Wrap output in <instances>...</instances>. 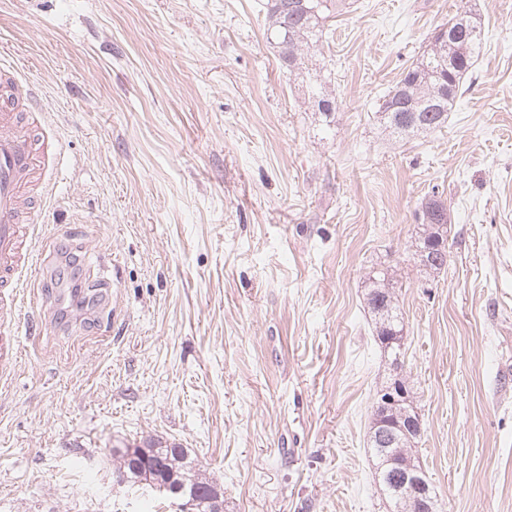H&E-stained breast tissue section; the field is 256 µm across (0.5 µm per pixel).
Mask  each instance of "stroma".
Wrapping results in <instances>:
<instances>
[{"label": "stroma", "instance_id": "35a3bbf8", "mask_svg": "<svg viewBox=\"0 0 512 512\" xmlns=\"http://www.w3.org/2000/svg\"><path fill=\"white\" fill-rule=\"evenodd\" d=\"M464 10L465 93L440 131L391 137L384 95ZM266 29V0H0V57L64 149L27 213L43 295L0 365V512H175L113 483V449L149 441L186 448L224 512H390L367 446L382 265L442 512H512V0H348L315 50L329 119ZM420 220L423 234L416 242L415 254L426 273L440 272L448 264V208L435 195L422 203Z\"/></svg>", "mask_w": 512, "mask_h": 512}]
</instances>
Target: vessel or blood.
Here are the masks:
<instances>
[{"mask_svg":"<svg viewBox=\"0 0 512 512\" xmlns=\"http://www.w3.org/2000/svg\"><path fill=\"white\" fill-rule=\"evenodd\" d=\"M1 72L6 79L0 82V288L10 289L12 300L20 306L37 299L45 264L32 246L34 225L23 221L24 189L36 172L42 179L41 197L51 196L53 183L45 171L43 150L20 125L23 111H41L42 103L14 66L2 58Z\"/></svg>","mask_w":512,"mask_h":512,"instance_id":"b4317fda","label":"vessel or blood"}]
</instances>
